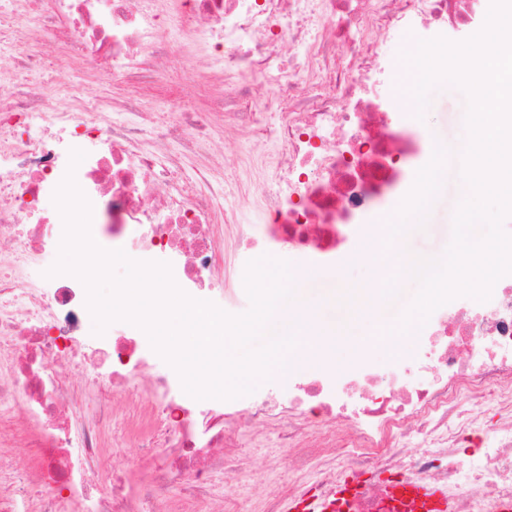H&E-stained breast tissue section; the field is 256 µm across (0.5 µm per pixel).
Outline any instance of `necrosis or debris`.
I'll list each match as a JSON object with an SVG mask.
<instances>
[{
  "mask_svg": "<svg viewBox=\"0 0 512 512\" xmlns=\"http://www.w3.org/2000/svg\"><path fill=\"white\" fill-rule=\"evenodd\" d=\"M0 0V79L14 83L0 101V448L23 439L34 462L32 496L0 455V512H155L177 486L184 506L211 500L217 479L242 465L240 419L272 427L276 447L296 466L284 487L257 512H290L303 504L325 512L328 495L358 475L347 512H401L392 481L442 491L441 512H512V275L489 301L454 299L418 331L413 362L387 368L368 362L348 372L318 367L289 376L286 399L261 392L233 400L187 395L177 372L146 334L109 327L81 342L92 324L86 290L70 275L46 277L48 245L63 231L38 220L45 198L67 170L92 204L103 248L133 259L170 263L187 294L206 286L227 313L243 292L248 261L287 251L293 272L333 274L365 241L362 230L383 203L399 207L413 186L400 162L416 159L422 127L394 97L364 89L384 71L402 77L391 35L415 29L422 38L483 26L487 0ZM176 17L197 36L200 66L215 82H236L232 96L204 112L155 123L131 111L126 87L148 85L179 62L182 48L159 39V22ZM378 40H371L369 32ZM53 47L88 64L83 90L52 92L19 81L39 70ZM124 113L102 125V110ZM244 131L265 156L267 191L256 205L263 228L214 217L225 187L211 169L194 186L176 183L175 157L159 148L179 142L207 158L210 115ZM58 127L35 137L32 127ZM85 157L70 168V152ZM75 369L74 389L56 367ZM146 385L150 397L123 410L144 425L136 466L141 490L115 473L102 447L113 408L86 416L80 395H116ZM492 410L487 425L473 404ZM320 417L312 425L310 416ZM352 430L339 433L334 422ZM414 444L405 452L406 444Z\"/></svg>",
  "mask_w": 512,
  "mask_h": 512,
  "instance_id": "obj_1",
  "label": "necrosis or debris"
}]
</instances>
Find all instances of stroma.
I'll return each mask as SVG.
<instances>
[{
	"label": "stroma",
	"instance_id": "stroma-1",
	"mask_svg": "<svg viewBox=\"0 0 512 512\" xmlns=\"http://www.w3.org/2000/svg\"><path fill=\"white\" fill-rule=\"evenodd\" d=\"M161 38L182 43L185 55L180 65L167 72L166 76L149 84L138 97L140 111L151 113L160 123L175 121L181 110L208 109L212 99L220 92L197 68L195 59L201 53L200 46L186 41L185 35L175 22L163 26ZM86 66L74 61L61 64L55 49H47L41 71L33 73V81L53 87L59 84H79L84 80ZM467 97L453 84L435 87L429 94L427 110L423 115L422 127L433 141L438 142L447 151L443 184L435 196L431 207L422 222L408 225L404 237L407 249L422 259H436L443 256L447 249L453 227V216L460 200L463 182L460 178L461 152L465 146L467 133L465 115ZM214 135L223 139L224 151L219 155L218 175L229 188L223 206L236 211L241 223L257 222L255 211L241 207V197H260L265 190V181L261 175L264 167L262 158L254 154L250 137L246 133L224 136V118L221 114L211 117ZM103 444L111 454L113 462L120 469L132 467L139 450L130 430L123 422L122 414H115L112 426L104 434ZM269 442L262 436H246L242 448L244 468L236 481L225 483L218 488L216 497L235 496L239 486L251 485L257 490H265L270 483L285 482L289 471L293 469V455L281 450L276 462H269L267 448Z\"/></svg>",
	"mask_w": 512,
	"mask_h": 512
}]
</instances>
